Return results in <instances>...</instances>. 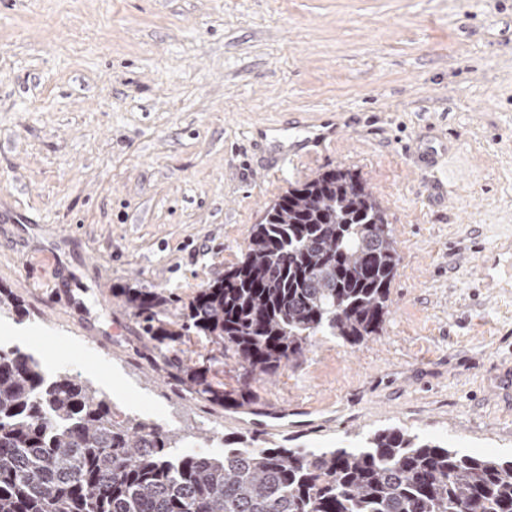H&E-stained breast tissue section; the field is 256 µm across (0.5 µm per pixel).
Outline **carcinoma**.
Wrapping results in <instances>:
<instances>
[{"label": "carcinoma", "instance_id": "1", "mask_svg": "<svg viewBox=\"0 0 512 512\" xmlns=\"http://www.w3.org/2000/svg\"><path fill=\"white\" fill-rule=\"evenodd\" d=\"M399 255L367 182L329 170L288 189L254 225L242 258L167 320L170 298L119 289L146 337L184 331L274 377L315 336L358 345L379 335ZM196 396L223 406L252 397L210 368L171 361ZM182 437L145 420L119 421L105 393L68 372L47 377L35 357L0 346V512H512V459L464 454L399 427L358 448H239L175 454Z\"/></svg>", "mask_w": 512, "mask_h": 512}]
</instances>
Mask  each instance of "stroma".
Returning <instances> with one entry per match:
<instances>
[{"instance_id":"stroma-1","label":"stroma","mask_w":512,"mask_h":512,"mask_svg":"<svg viewBox=\"0 0 512 512\" xmlns=\"http://www.w3.org/2000/svg\"><path fill=\"white\" fill-rule=\"evenodd\" d=\"M334 114L342 136L293 163L250 135ZM448 142L439 166L416 145ZM349 168L387 210L399 264L380 336H319L274 379L216 365L254 424L168 376L205 337L158 347L118 294L176 298L246 250L292 184ZM482 287L481 258L498 244ZM0 345L66 369L120 416L196 436L356 447L398 426L512 456V0H0Z\"/></svg>"}]
</instances>
